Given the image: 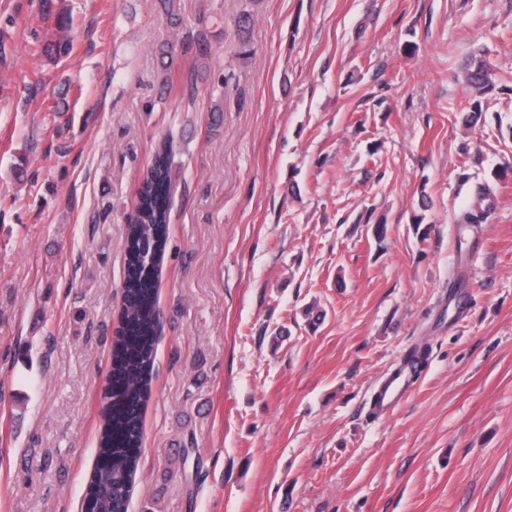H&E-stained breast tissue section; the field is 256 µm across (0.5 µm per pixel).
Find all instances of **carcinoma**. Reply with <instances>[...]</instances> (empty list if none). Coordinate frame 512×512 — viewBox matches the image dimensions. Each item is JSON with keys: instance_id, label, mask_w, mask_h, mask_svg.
Listing matches in <instances>:
<instances>
[{"instance_id": "obj_1", "label": "carcinoma", "mask_w": 512, "mask_h": 512, "mask_svg": "<svg viewBox=\"0 0 512 512\" xmlns=\"http://www.w3.org/2000/svg\"><path fill=\"white\" fill-rule=\"evenodd\" d=\"M471 86L492 89L490 67L471 58ZM171 151L155 154L126 229V274L121 327L112 342V381L105 392L104 426L97 464L83 499L84 512H127L142 442V412L149 394L159 331L158 272L168 241L169 200L173 183Z\"/></svg>"}]
</instances>
